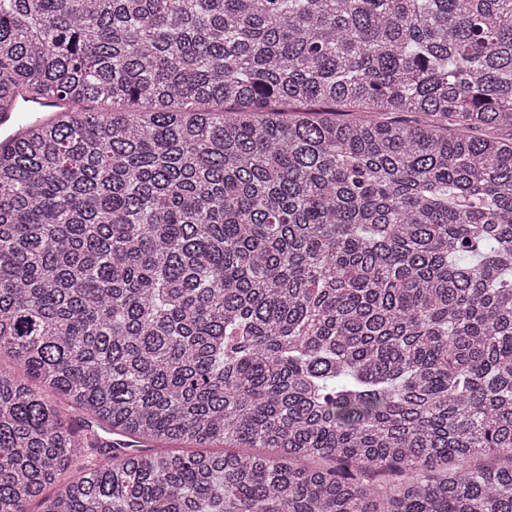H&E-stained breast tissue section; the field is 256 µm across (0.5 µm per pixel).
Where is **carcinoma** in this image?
<instances>
[{
    "label": "carcinoma",
    "mask_w": 512,
    "mask_h": 512,
    "mask_svg": "<svg viewBox=\"0 0 512 512\" xmlns=\"http://www.w3.org/2000/svg\"><path fill=\"white\" fill-rule=\"evenodd\" d=\"M17 93L0 512H512V0H0Z\"/></svg>",
    "instance_id": "1"
}]
</instances>
